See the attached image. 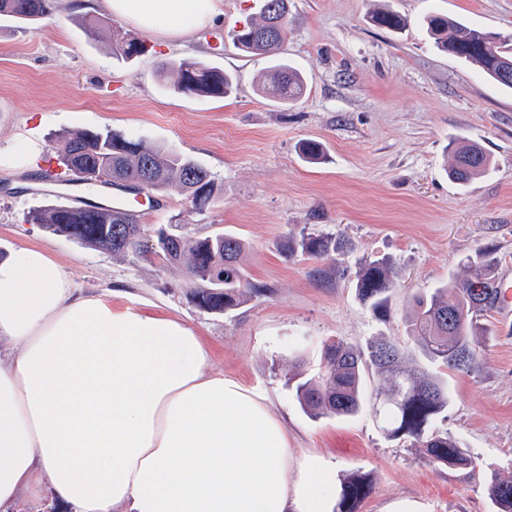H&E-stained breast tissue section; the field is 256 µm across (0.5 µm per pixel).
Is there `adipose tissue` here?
I'll return each mask as SVG.
<instances>
[{
  "label": "adipose tissue",
  "instance_id": "obj_1",
  "mask_svg": "<svg viewBox=\"0 0 512 512\" xmlns=\"http://www.w3.org/2000/svg\"><path fill=\"white\" fill-rule=\"evenodd\" d=\"M143 34L212 26L223 0H101ZM0 512L49 490L70 512H331L316 457L288 475V433L266 396L209 369L171 315L113 308L45 251L0 255Z\"/></svg>",
  "mask_w": 512,
  "mask_h": 512
}]
</instances>
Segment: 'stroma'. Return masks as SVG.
<instances>
[{
  "instance_id": "1",
  "label": "stroma",
  "mask_w": 512,
  "mask_h": 512,
  "mask_svg": "<svg viewBox=\"0 0 512 512\" xmlns=\"http://www.w3.org/2000/svg\"><path fill=\"white\" fill-rule=\"evenodd\" d=\"M385 5L406 17L394 33L370 14ZM431 10L466 25L512 34V0H288L281 59L307 80L290 107L260 97L270 59L238 50L230 33L257 18L259 0H224V20L181 40L141 37L99 0H58L53 13L21 29L0 17V156L29 134L43 143L35 169L0 165V251L42 248L82 291L113 290L116 306L171 314L211 347L212 371L256 388L288 426L293 463L320 457L336 478L371 473L361 512H492L491 472L512 475V321L484 318L485 349L470 373H451V403L434 424L459 438L474 466L427 464L409 440L384 437L371 412L312 418L291 390L297 369L312 372L329 340L363 344L407 338L411 293L462 280L463 259L493 249L497 273L512 274V93L434 47L423 28ZM144 38L146 54L112 55L116 38ZM203 60L237 79L224 99L189 98L157 81L168 59ZM110 129L187 156L222 182L224 199L200 213L177 190L147 196L112 191L146 232L175 224L185 236L229 232L246 245L239 263L265 295L223 314L195 303L182 267L152 254L115 255L29 223L33 208L101 200L100 189L62 183L58 137ZM465 136L492 156L493 171L459 187L449 180L448 142ZM325 162L301 159L307 140ZM332 233L345 248L316 260L289 254L304 234ZM395 263L390 315L358 298L353 274L366 255Z\"/></svg>"
}]
</instances>
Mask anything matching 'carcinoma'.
I'll return each mask as SVG.
<instances>
[{
  "label": "carcinoma",
  "instance_id": "cac0c4a2",
  "mask_svg": "<svg viewBox=\"0 0 512 512\" xmlns=\"http://www.w3.org/2000/svg\"><path fill=\"white\" fill-rule=\"evenodd\" d=\"M53 0H0V16L20 24L41 21L51 14ZM373 25L397 32L406 27L398 12L383 8L370 15ZM269 17L262 13L233 31L236 47L252 55H264L274 65L259 86L260 94L282 106L294 105L306 94L304 76L288 62L278 59L288 25L283 19L272 40L265 38ZM424 28L434 45L444 53L475 66L488 80L505 90L512 82L498 79L505 61L512 62V38L469 27L452 17L432 12L424 17ZM163 86L186 96L223 98L235 89V78L205 61H172L160 68ZM60 152L69 172L86 174V182L111 181L134 185L145 174L153 176L149 191L160 194L179 190L188 212L197 213L223 200V186L206 168L170 149L143 140H130L109 129L81 130L61 140ZM310 163L324 158L323 144L307 140L300 146ZM453 163L448 177L460 186L487 175L493 167L491 155L479 143L457 138L449 149ZM29 222L55 234L110 251L138 256L144 253V227L121 209L47 205L33 210ZM244 244L232 233L206 237L171 234L156 238L154 255L167 264L185 268L196 288L201 307L224 312L237 307L247 296H262L264 289L249 282L239 265ZM301 252L314 259H329L342 251L334 234L302 238ZM462 263L469 275L428 294L416 293L408 336L404 346L389 336H377L366 347L341 341L324 345L320 371H303L289 378L301 406L316 418L353 417L369 407L378 429L393 440L408 438L421 449L432 465L468 466L474 463L471 449L457 438L430 430L433 422L448 411V372H469L478 364L483 327L478 318L493 312L497 288L494 258L489 247L466 256ZM393 262L388 257H365L354 274L360 300L384 319L389 314V293L395 288ZM374 371L380 382L371 393L364 390L366 373ZM372 481L366 473L346 477L336 492L333 512H360L371 495ZM487 494L494 512H512V476L496 473L487 481Z\"/></svg>",
  "mask_w": 512,
  "mask_h": 512
}]
</instances>
